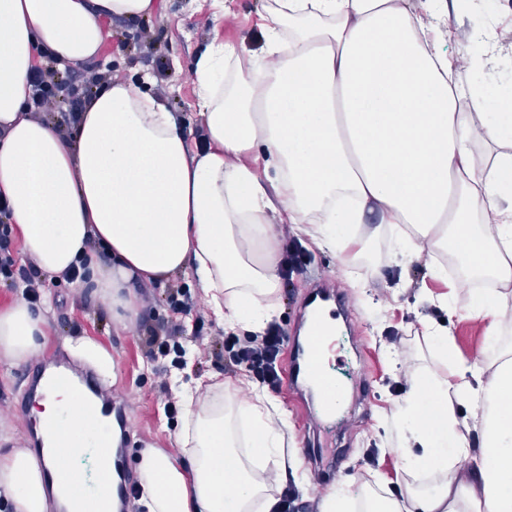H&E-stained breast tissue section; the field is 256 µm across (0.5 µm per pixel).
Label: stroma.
Segmentation results:
<instances>
[{"mask_svg":"<svg viewBox=\"0 0 512 512\" xmlns=\"http://www.w3.org/2000/svg\"><path fill=\"white\" fill-rule=\"evenodd\" d=\"M478 4L475 10L454 7L449 26L466 32L478 24L497 30L512 27V0ZM272 8L273 0H224L219 17L213 0H162L161 10L150 18L113 20L98 67L127 81L150 77V93L166 100L173 111L185 113L194 140L204 143L191 77L196 54L214 41L263 53ZM278 238L295 242L304 260L280 283L275 321L289 335H298L307 293L316 282L329 279L345 294L354 324L353 332L343 333L338 344L349 362L346 376L357 391L347 419L336 431L323 435L313 424L290 415L283 393L268 394L274 407L289 414L288 440L295 447L296 466L288 484L298 492L302 512H316L318 499L333 489L355 496L367 488L380 496H395L408 483L432 484L433 476L404 468L395 451L398 436L393 423L403 411L401 386L410 376L446 371L445 361L430 353L423 341L427 326L447 329L455 353L464 358L494 354L495 342L469 314L467 283L435 278L441 265L436 255L396 264L391 256L396 241L386 232L342 252L315 245L287 224L279 225ZM372 267L380 274L366 279ZM173 287L182 293L172 299L168 291ZM445 294L451 297L452 309L439 303ZM138 295L137 320L119 323L112 318L109 300L93 290L81 291L62 281L45 282L39 290L40 301L51 306L46 357L63 353L66 339L78 336L97 341L111 354L116 377L109 389L127 406L126 460L132 469L143 448L176 451L182 419L181 412L165 411L174 401L171 376L181 359L175 352L148 356L138 335L140 323L165 325L180 344H192L195 376L232 383L244 372L230 365L224 339L245 340L251 335L246 327L229 329L212 319L190 273L179 272L165 283L139 288ZM27 372L24 365H0V431L9 433L17 448L29 447L33 427L28 411L18 408Z\"/></svg>","mask_w":512,"mask_h":512,"instance_id":"obj_1","label":"stroma"}]
</instances>
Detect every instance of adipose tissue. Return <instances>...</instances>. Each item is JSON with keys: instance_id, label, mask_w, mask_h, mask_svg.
I'll return each instance as SVG.
<instances>
[{"instance_id": "1", "label": "adipose tissue", "mask_w": 512, "mask_h": 512, "mask_svg": "<svg viewBox=\"0 0 512 512\" xmlns=\"http://www.w3.org/2000/svg\"><path fill=\"white\" fill-rule=\"evenodd\" d=\"M157 0H0V197L25 256L48 279L85 267L121 321L137 286L190 272L219 324L261 331L279 291L276 227L345 249L367 222L400 229L401 259L449 248L468 275L470 314L512 332V98L485 112L489 88L461 80L439 47L448 0L422 19L411 0H275L264 54L223 42L194 62L208 148L141 84L105 83L70 137L28 106V75L49 49L59 69L96 62L112 19L148 17ZM495 145L487 161L476 149ZM47 310L0 309V362L46 346ZM446 376L411 379L398 454L432 485L361 493L363 512H512V345L451 355ZM177 452L142 449L145 512H270L288 478V417L265 398L228 402L230 385L175 381ZM467 414H460V406ZM46 454L0 448V500L12 512H109L112 459L91 448L108 420L75 403L60 375L37 400ZM250 417L242 450L241 417Z\"/></svg>"}]
</instances>
